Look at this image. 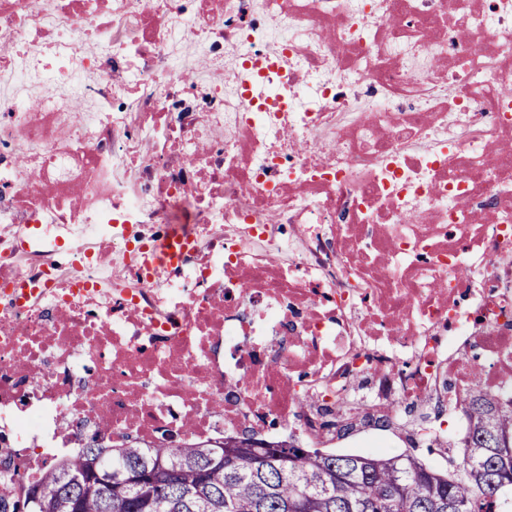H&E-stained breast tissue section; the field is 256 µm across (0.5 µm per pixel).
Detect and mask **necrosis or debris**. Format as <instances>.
Wrapping results in <instances>:
<instances>
[{"label":"necrosis or debris","instance_id":"1","mask_svg":"<svg viewBox=\"0 0 512 512\" xmlns=\"http://www.w3.org/2000/svg\"><path fill=\"white\" fill-rule=\"evenodd\" d=\"M476 376L512 400V0H0V497L86 431L444 444Z\"/></svg>","mask_w":512,"mask_h":512}]
</instances>
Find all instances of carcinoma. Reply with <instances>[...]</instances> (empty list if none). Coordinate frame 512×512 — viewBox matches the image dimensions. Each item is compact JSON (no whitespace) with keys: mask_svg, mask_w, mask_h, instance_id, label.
<instances>
[{"mask_svg":"<svg viewBox=\"0 0 512 512\" xmlns=\"http://www.w3.org/2000/svg\"><path fill=\"white\" fill-rule=\"evenodd\" d=\"M469 430L448 465L388 450L320 454L291 442L243 448L187 441L170 448L86 442L0 512H512V406L472 383Z\"/></svg>","mask_w":512,"mask_h":512,"instance_id":"carcinoma-1","label":"carcinoma"}]
</instances>
